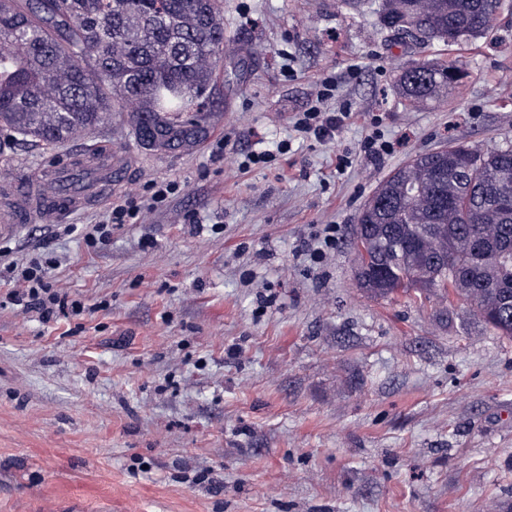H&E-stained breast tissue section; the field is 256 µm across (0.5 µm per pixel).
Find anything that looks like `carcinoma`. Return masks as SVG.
Segmentation results:
<instances>
[{
	"label": "carcinoma",
	"mask_w": 512,
	"mask_h": 512,
	"mask_svg": "<svg viewBox=\"0 0 512 512\" xmlns=\"http://www.w3.org/2000/svg\"><path fill=\"white\" fill-rule=\"evenodd\" d=\"M500 0H384V26L450 45L482 34ZM221 0H10L0 6V128L55 146L136 104L138 143L190 150L208 129L210 60L224 53ZM459 80L450 63L400 67L402 96L419 103ZM350 243L356 286L389 297L410 289L465 298L512 337V145L460 143L415 156L364 204Z\"/></svg>",
	"instance_id": "1"
}]
</instances>
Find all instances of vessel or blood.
<instances>
[{
	"label": "vessel or blood",
	"instance_id": "obj_1",
	"mask_svg": "<svg viewBox=\"0 0 512 512\" xmlns=\"http://www.w3.org/2000/svg\"><path fill=\"white\" fill-rule=\"evenodd\" d=\"M126 174L121 151L91 147L47 164L17 205L0 210V223H48L101 200Z\"/></svg>",
	"mask_w": 512,
	"mask_h": 512
}]
</instances>
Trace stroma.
I'll return each mask as SVG.
<instances>
[{
  "label": "stroma",
  "mask_w": 512,
  "mask_h": 512,
  "mask_svg": "<svg viewBox=\"0 0 512 512\" xmlns=\"http://www.w3.org/2000/svg\"><path fill=\"white\" fill-rule=\"evenodd\" d=\"M501 3L483 37L451 46L402 41L346 0H224L194 150L140 147L124 113L56 147L13 148L0 130V170L18 177L96 144L130 157L96 207L0 223L1 263L47 264L56 291L92 308L46 321L4 304L0 284V512H512V339L456 296L363 293L349 246L410 157L512 141ZM433 59L462 79L406 105L399 66ZM326 77L327 108L352 119L332 143L293 140L289 116ZM372 114L394 145L377 162L361 154ZM288 137L275 167L238 170L237 154ZM162 179L184 192L89 240ZM328 224L336 246L312 261ZM144 207L139 205L134 199L127 200L124 204H116L112 206L108 220L101 224L95 225L98 239L108 238L112 234V229H107L112 224H138Z\"/></svg>",
  "instance_id": "35a3bbf8"
}]
</instances>
